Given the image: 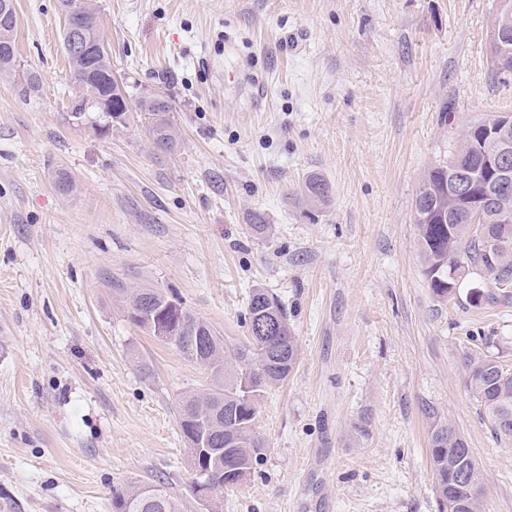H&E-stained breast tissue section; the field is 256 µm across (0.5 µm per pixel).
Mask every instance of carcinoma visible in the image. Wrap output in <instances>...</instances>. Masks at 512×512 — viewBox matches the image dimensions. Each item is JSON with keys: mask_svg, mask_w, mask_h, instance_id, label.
I'll return each mask as SVG.
<instances>
[{"mask_svg": "<svg viewBox=\"0 0 512 512\" xmlns=\"http://www.w3.org/2000/svg\"><path fill=\"white\" fill-rule=\"evenodd\" d=\"M17 15L13 0H0V79H13L17 73L15 34ZM77 89L70 101L69 123L90 128L99 136L98 125L107 124V116L92 112L98 124H80L76 112L81 110L89 88L105 97L112 95V110L119 113L118 126H125L133 116L141 118L153 147L164 154L180 148L176 126L171 120L169 101L157 96L148 99L128 89H119L112 76V61L107 51L77 56L67 54ZM487 145L480 132L470 125L450 152L448 159L470 172H482ZM448 166L427 170L420 187L431 190L434 198L424 211L414 210L417 244L423 273L432 294L447 301L458 297L449 276L451 269L464 268L467 274L481 273L493 287L512 298V223L495 224L493 220L512 219V193L483 207L482 215L456 206L448 198ZM311 201L328 197L329 185L314 177L303 186ZM452 214L446 222L441 212ZM125 297L128 317L137 325L155 332L154 324L166 323L174 332L169 341L188 361L204 369L209 386L186 390L176 400L177 421L187 440L202 432L211 433L216 451L201 455L189 452L190 471L209 470L216 478L215 497L226 489L243 484L263 458L265 444L255 431L258 401L262 393L280 386L288 379L298 361V344L288 314L281 300L262 290L265 308L274 310L279 331L271 338L255 335L253 326L260 311L259 302L248 300L244 324L246 342L224 347L212 325L198 317L177 300L151 289H118ZM205 343V351L195 357L185 343L189 337ZM470 345L462 352L465 383L473 399L489 418L493 433L501 443L512 446V366L505 364L494 349L492 336H470ZM288 345V364L269 367L274 346ZM429 454L434 488L441 508L448 512H483V485L478 463L472 449L457 425L438 421L429 437ZM112 512H185L183 498L166 490L162 484L131 483L112 491Z\"/></svg>", "mask_w": 512, "mask_h": 512, "instance_id": "obj_1", "label": "carcinoma"}]
</instances>
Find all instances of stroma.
Wrapping results in <instances>:
<instances>
[{
    "mask_svg": "<svg viewBox=\"0 0 512 512\" xmlns=\"http://www.w3.org/2000/svg\"><path fill=\"white\" fill-rule=\"evenodd\" d=\"M14 3L42 87L0 81V512H112L131 483L201 512L174 408L208 379L128 320L119 291L141 287L228 344L252 289L287 309L299 359L263 394L266 455L221 512H441L438 418L474 453L483 512H512V446L461 366L472 334L512 366V303L438 301L413 222L461 128L512 114L494 0H94L115 77L172 104L180 149L161 158L138 121L68 125L59 2ZM310 176L325 201L301 194Z\"/></svg>",
    "mask_w": 512,
    "mask_h": 512,
    "instance_id": "1",
    "label": "stroma"
}]
</instances>
